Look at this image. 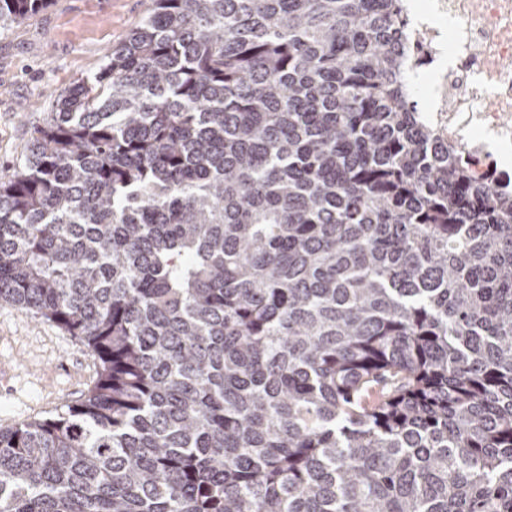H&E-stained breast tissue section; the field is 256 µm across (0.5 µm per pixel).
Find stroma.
Here are the masks:
<instances>
[{"label": "stroma", "instance_id": "1", "mask_svg": "<svg viewBox=\"0 0 512 512\" xmlns=\"http://www.w3.org/2000/svg\"><path fill=\"white\" fill-rule=\"evenodd\" d=\"M153 7L154 0H49L0 29V184L49 120L55 95L93 77L106 51ZM98 370L81 341L0 301V428L66 410L93 388Z\"/></svg>", "mask_w": 512, "mask_h": 512}]
</instances>
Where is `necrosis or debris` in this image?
<instances>
[{
	"label": "necrosis or debris",
	"instance_id": "obj_1",
	"mask_svg": "<svg viewBox=\"0 0 512 512\" xmlns=\"http://www.w3.org/2000/svg\"><path fill=\"white\" fill-rule=\"evenodd\" d=\"M411 14L435 135L485 179L512 155V0H426Z\"/></svg>",
	"mask_w": 512,
	"mask_h": 512
}]
</instances>
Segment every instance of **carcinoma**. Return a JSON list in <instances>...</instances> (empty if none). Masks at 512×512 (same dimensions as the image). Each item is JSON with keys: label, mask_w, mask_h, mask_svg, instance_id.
Here are the masks:
<instances>
[{"label": "carcinoma", "mask_w": 512, "mask_h": 512, "mask_svg": "<svg viewBox=\"0 0 512 512\" xmlns=\"http://www.w3.org/2000/svg\"><path fill=\"white\" fill-rule=\"evenodd\" d=\"M154 2L0 185V300L100 362L0 429V512H512V182L405 0Z\"/></svg>", "instance_id": "obj_1"}]
</instances>
